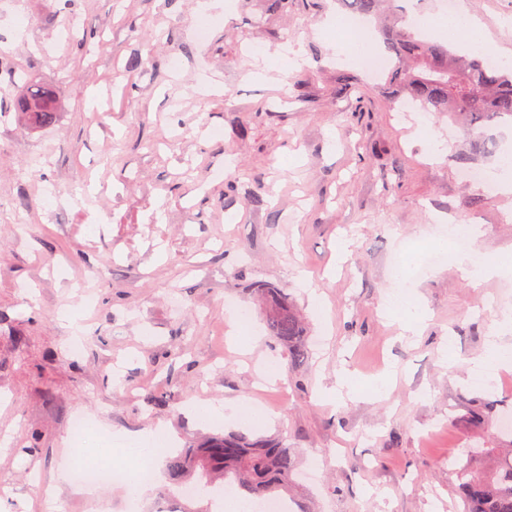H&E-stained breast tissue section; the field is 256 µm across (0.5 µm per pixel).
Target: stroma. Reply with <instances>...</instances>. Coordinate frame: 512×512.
Returning a JSON list of instances; mask_svg holds the SVG:
<instances>
[{"label": "stroma", "instance_id": "1", "mask_svg": "<svg viewBox=\"0 0 512 512\" xmlns=\"http://www.w3.org/2000/svg\"><path fill=\"white\" fill-rule=\"evenodd\" d=\"M200 2L0 0V512H44L37 479L62 512H127L125 485L57 483L78 418L106 442L160 425L182 448L278 438L315 473L296 484L306 512H464L469 449L512 444L494 426L512 390L463 381L512 315V276L476 288L455 263L431 267L412 282L427 315L418 336L381 304L393 255L435 250L437 218L479 225L485 257L512 250V194L463 182L458 161L493 169L512 151V119L484 123L478 152L465 117L396 111L384 77L337 58L335 0L279 13L208 0L201 43ZM458 3L481 19L488 54L512 57V0ZM289 53L300 67L280 63ZM136 56L146 63L129 70ZM26 79L60 90L53 125L27 128L7 109ZM260 284L302 313L303 364L268 338ZM241 309L247 344L230 325ZM447 350L457 367L443 366ZM340 369L364 390L324 402ZM387 369L388 395L368 394ZM239 396L274 411L273 425L203 427L187 411Z\"/></svg>", "mask_w": 512, "mask_h": 512}]
</instances>
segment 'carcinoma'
Returning <instances> with one entry per match:
<instances>
[{
  "label": "carcinoma",
  "mask_w": 512,
  "mask_h": 512,
  "mask_svg": "<svg viewBox=\"0 0 512 512\" xmlns=\"http://www.w3.org/2000/svg\"><path fill=\"white\" fill-rule=\"evenodd\" d=\"M363 17H386L380 26L384 53L393 61L389 81L423 112H457L474 122L512 117V69L490 68L484 57L459 55L448 45L433 43L409 21L400 0H339ZM60 91L38 84L27 86L12 102L18 120L34 128L50 123ZM266 310L269 335L283 348L288 362L308 357L304 323L284 293L271 286L255 289ZM166 469L179 485L197 479L200 494L227 484L251 501L280 497L297 467L293 449L275 438L232 434L210 438L200 448L170 452ZM466 512H512V448L498 449L487 467L460 470Z\"/></svg>",
  "instance_id": "obj_1"
}]
</instances>
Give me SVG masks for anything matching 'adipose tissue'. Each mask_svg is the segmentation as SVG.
<instances>
[{
	"label": "adipose tissue",
	"mask_w": 512,
	"mask_h": 512,
	"mask_svg": "<svg viewBox=\"0 0 512 512\" xmlns=\"http://www.w3.org/2000/svg\"><path fill=\"white\" fill-rule=\"evenodd\" d=\"M471 248L468 254L460 257L459 271L469 278L474 285L495 276L512 274V257L505 255L490 264H480L481 251L478 247L482 232L478 225L468 224L464 227ZM415 261L413 254H405L392 278L395 289L383 301L382 310L386 316L399 322L402 330L407 333H420L424 327L425 316L418 310V299L409 285L411 267ZM512 367V345L500 341H492L485 351L470 360L467 370L466 384L473 389H483L488 379L499 370ZM192 414L204 425H211L224 420H232L252 427L272 423V416L253 405L248 398L242 397L226 402L197 404L191 408ZM169 434L163 427H155L136 435L115 434L111 446H103L94 431H87L83 444L70 445L65 453L70 459V466L60 472V479L75 490H82L83 485L76 465L86 467L110 460L113 450H120L129 458L136 459L139 465L147 468H158L160 449L168 440Z\"/></svg>",
	"instance_id": "1"
}]
</instances>
